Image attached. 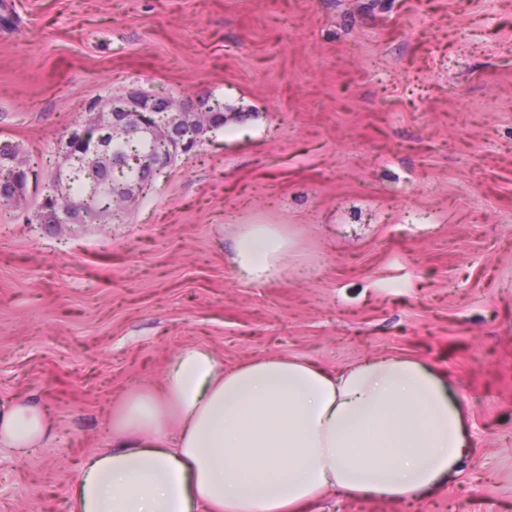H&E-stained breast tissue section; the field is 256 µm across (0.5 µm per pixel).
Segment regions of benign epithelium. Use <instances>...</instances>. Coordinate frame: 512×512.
<instances>
[{
	"label": "benign epithelium",
	"mask_w": 512,
	"mask_h": 512,
	"mask_svg": "<svg viewBox=\"0 0 512 512\" xmlns=\"http://www.w3.org/2000/svg\"><path fill=\"white\" fill-rule=\"evenodd\" d=\"M93 118L77 124L64 135L65 166L56 167L49 176L42 197L48 224H89L115 215V210L102 201L110 196L133 203L145 192L151 181L167 168L179 154L192 152L209 129L222 124L215 116H223L221 107L209 104L199 96L175 99L140 91L114 100L100 99L90 106ZM137 136L156 147L147 165L138 168L134 177L113 188L112 151L116 145ZM101 161L98 177L90 193L97 203L90 207L75 200L69 192L72 162ZM34 178L27 163L12 152L0 150V190L10 185L13 203L25 199Z\"/></svg>",
	"instance_id": "7a95c632"
}]
</instances>
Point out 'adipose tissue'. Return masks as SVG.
Listing matches in <instances>:
<instances>
[{
  "mask_svg": "<svg viewBox=\"0 0 512 512\" xmlns=\"http://www.w3.org/2000/svg\"><path fill=\"white\" fill-rule=\"evenodd\" d=\"M292 244L244 225L235 265L254 282L288 269ZM112 446L85 457L69 512H314L323 494L416 500L471 452L457 401L428 366L381 356L342 371L288 357L224 368L207 349L176 353L160 387L112 415ZM43 409L0 411V446L55 438Z\"/></svg>",
  "mask_w": 512,
  "mask_h": 512,
  "instance_id": "obj_1",
  "label": "adipose tissue"
}]
</instances>
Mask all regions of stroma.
Here are the masks:
<instances>
[{
	"label": "stroma",
	"instance_id": "1",
	"mask_svg": "<svg viewBox=\"0 0 512 512\" xmlns=\"http://www.w3.org/2000/svg\"><path fill=\"white\" fill-rule=\"evenodd\" d=\"M127 86L229 119L124 219L0 210V405L58 425L0 447V512H69L79 458L187 346L428 365L469 458L421 499L321 512H512V0H0V143L21 158L58 165ZM244 224L287 232V272L240 274Z\"/></svg>",
	"mask_w": 512,
	"mask_h": 512
}]
</instances>
